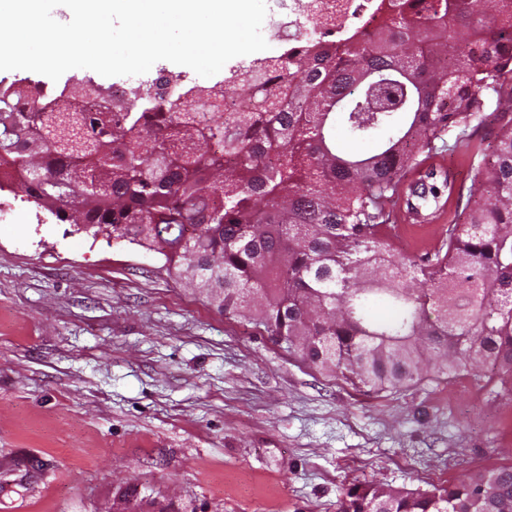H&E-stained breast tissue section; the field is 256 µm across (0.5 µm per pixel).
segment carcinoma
<instances>
[{
  "mask_svg": "<svg viewBox=\"0 0 512 512\" xmlns=\"http://www.w3.org/2000/svg\"><path fill=\"white\" fill-rule=\"evenodd\" d=\"M313 34L172 100L87 80L0 83V189L165 259L217 311L358 388L489 364L512 375V0H402L368 32ZM249 105L224 107L227 97ZM496 105L479 188L426 264L389 242L420 149ZM347 138L375 143L364 155ZM376 298L393 318L369 313ZM512 512V465L431 492L356 485L342 512Z\"/></svg>",
  "mask_w": 512,
  "mask_h": 512,
  "instance_id": "obj_1",
  "label": "carcinoma"
}]
</instances>
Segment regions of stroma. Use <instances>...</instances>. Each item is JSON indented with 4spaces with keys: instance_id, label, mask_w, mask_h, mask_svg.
<instances>
[{
    "instance_id": "stroma-1",
    "label": "stroma",
    "mask_w": 512,
    "mask_h": 512,
    "mask_svg": "<svg viewBox=\"0 0 512 512\" xmlns=\"http://www.w3.org/2000/svg\"><path fill=\"white\" fill-rule=\"evenodd\" d=\"M487 115L435 140L466 187ZM0 512H340L348 488L430 491L512 464V378L429 375L366 394L208 305L162 255L0 190ZM446 225L410 226L424 263Z\"/></svg>"
}]
</instances>
